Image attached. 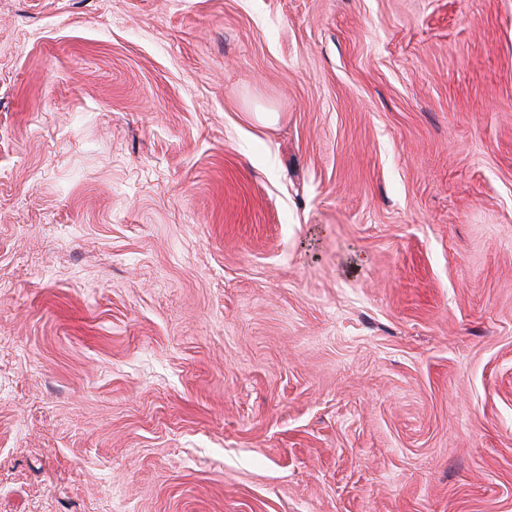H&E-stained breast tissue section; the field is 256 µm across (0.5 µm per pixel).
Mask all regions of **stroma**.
Segmentation results:
<instances>
[{
	"instance_id": "stroma-1",
	"label": "stroma",
	"mask_w": 512,
	"mask_h": 512,
	"mask_svg": "<svg viewBox=\"0 0 512 512\" xmlns=\"http://www.w3.org/2000/svg\"><path fill=\"white\" fill-rule=\"evenodd\" d=\"M0 512H512V0H0Z\"/></svg>"
}]
</instances>
